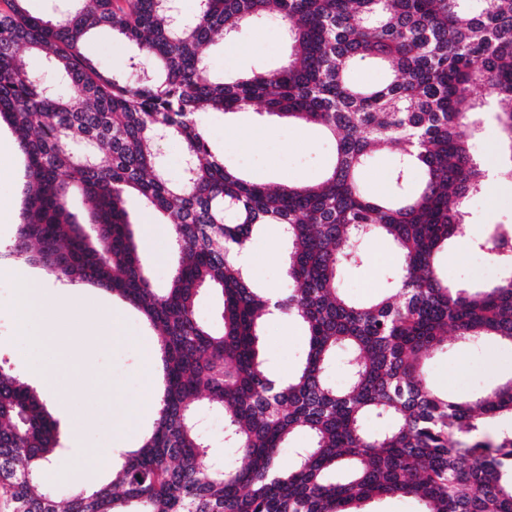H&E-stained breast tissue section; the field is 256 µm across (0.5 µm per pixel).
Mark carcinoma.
Segmentation results:
<instances>
[{
	"instance_id": "cac0c4a2",
	"label": "carcinoma",
	"mask_w": 512,
	"mask_h": 512,
	"mask_svg": "<svg viewBox=\"0 0 512 512\" xmlns=\"http://www.w3.org/2000/svg\"><path fill=\"white\" fill-rule=\"evenodd\" d=\"M28 0L0 8V121L16 136L30 182L22 223L0 258L41 263L69 282L103 287L160 336L164 389L157 418L112 481L58 500L42 471L63 448L41 397L0 365V490L16 512H366L399 494L421 512H512V426L494 441L486 425L512 422V378L454 400L437 390L427 357L453 332L463 344L512 347V247L493 224L472 240L501 267L492 286L452 287L441 256L465 221L464 201L485 191L471 152L481 128L473 88L494 106L512 181V0H198L177 27L176 0H59L34 16ZM271 13L288 46L283 64L226 82L205 56ZM108 27L137 56L116 74L87 57L90 30ZM45 59L36 80L22 51ZM385 66L363 84L355 65ZM259 105L318 126L335 140L322 181L271 187L244 178L211 150L196 115ZM180 139L185 167L173 180L161 136ZM396 149L390 190L364 194L370 158ZM94 202L91 227L68 210ZM137 194L172 224L178 262L169 287H152L125 207ZM278 224L288 245V294H259L239 256L257 228ZM381 235L397 267L386 292L355 302L340 272ZM222 302L223 329L195 314L201 291ZM300 320L307 352L275 380L261 352L268 317ZM349 352L338 389L327 371ZM224 415L239 448L212 461L195 403ZM382 423L364 428L366 416ZM303 430L311 444L281 466L279 449Z\"/></svg>"
}]
</instances>
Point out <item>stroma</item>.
Returning <instances> with one entry per match:
<instances>
[{
	"mask_svg": "<svg viewBox=\"0 0 512 512\" xmlns=\"http://www.w3.org/2000/svg\"><path fill=\"white\" fill-rule=\"evenodd\" d=\"M83 52L120 73L135 48L111 29L100 27L86 37ZM206 53L212 71L220 79L276 65L285 53L280 22L270 17L263 24L247 27L232 42L215 38ZM197 121L204 127L212 151L227 166L259 183H313L333 162L332 141L311 125L288 124L254 109L226 115L206 112L199 114ZM27 182L25 160L16 137L1 122L0 204L22 211ZM127 209L155 287H167L176 256L171 238L164 231L165 220L136 197L128 199ZM465 210V224L452 244L446 270L449 284L473 287L484 284L485 279L480 260L472 255L470 241L482 234L486 225L512 224V183L488 185L482 195L469 200ZM247 250L253 263L249 272L252 286L266 294L287 293V246L279 225H264ZM364 251V264L345 267L341 273L344 294L357 301L369 299L385 286L394 260L393 246L383 237L365 241ZM28 270L56 292L69 295L74 307H83L92 298L117 312L113 336L102 340L89 336V325L84 322L50 337L47 357H31L20 351V338L42 334L44 328L38 324L18 327L15 282L9 273L0 274V355L8 359L14 375L40 391L65 445L78 437L85 446L106 449L123 424L119 416L122 404L143 393V351L145 345L156 342V333L136 308L102 287L89 283L72 287L38 264L29 265ZM262 339L276 377L290 376L306 355L305 332L297 320L284 316L268 319L262 327ZM41 364L48 371L60 373L63 382L69 383V390L60 394L45 389L42 374L37 371ZM429 369L439 390L447 392L449 398L465 399L512 378V349L495 343L465 348L452 340L447 349L430 360ZM103 379L112 380L115 386L112 398L101 399L93 392L95 383Z\"/></svg>",
	"mask_w": 512,
	"mask_h": 512,
	"instance_id": "35a3bbf8",
	"label": "stroma"
}]
</instances>
